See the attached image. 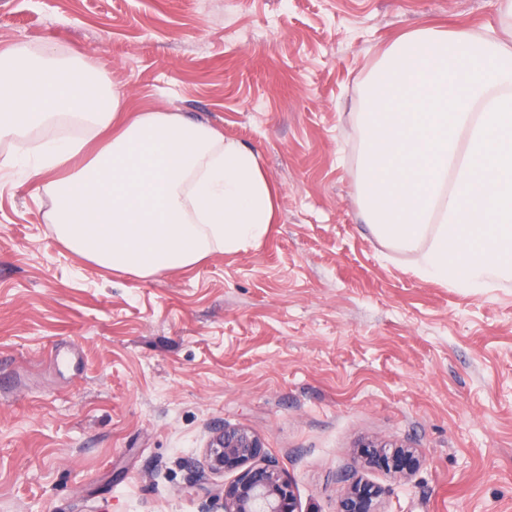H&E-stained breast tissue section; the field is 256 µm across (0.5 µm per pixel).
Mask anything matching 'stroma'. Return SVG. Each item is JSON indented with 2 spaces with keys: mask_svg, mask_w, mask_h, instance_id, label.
<instances>
[{
  "mask_svg": "<svg viewBox=\"0 0 512 512\" xmlns=\"http://www.w3.org/2000/svg\"><path fill=\"white\" fill-rule=\"evenodd\" d=\"M500 0H0L17 45L101 65L130 112L252 147L266 238L184 271L115 275L52 232L46 182L0 170V512H224L216 429L258 435L298 512H336L360 444L386 512H512V285L421 280L356 200L350 114L398 34L478 29ZM362 448H373L375 458L380 464L389 468V472L400 479L407 478V473L400 471L399 459L403 455L412 454L415 456L417 452L415 448H409L407 445L390 440H371L361 445Z\"/></svg>",
  "mask_w": 512,
  "mask_h": 512,
  "instance_id": "stroma-1",
  "label": "stroma"
}]
</instances>
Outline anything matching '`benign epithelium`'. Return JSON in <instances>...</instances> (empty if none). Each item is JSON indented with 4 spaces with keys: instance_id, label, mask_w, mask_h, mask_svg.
I'll return each instance as SVG.
<instances>
[{
    "instance_id": "7a95c632",
    "label": "benign epithelium",
    "mask_w": 512,
    "mask_h": 512,
    "mask_svg": "<svg viewBox=\"0 0 512 512\" xmlns=\"http://www.w3.org/2000/svg\"><path fill=\"white\" fill-rule=\"evenodd\" d=\"M374 450L380 464L395 477L407 478L400 471L399 459L416 449L390 440L362 444ZM206 467L213 475L234 473L221 494L224 512H298L292 486L276 458L263 452L260 438L245 427L226 428L216 433L204 451ZM381 491L350 474L344 480L336 512H381Z\"/></svg>"
}]
</instances>
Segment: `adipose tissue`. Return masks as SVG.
<instances>
[{"instance_id":"1","label":"adipose tissue","mask_w":512,"mask_h":512,"mask_svg":"<svg viewBox=\"0 0 512 512\" xmlns=\"http://www.w3.org/2000/svg\"><path fill=\"white\" fill-rule=\"evenodd\" d=\"M500 29L421 27L391 42L352 115L357 204L417 274L477 291L512 284V0ZM81 128L31 143L37 127ZM0 165L48 179L56 237L147 278L259 243L279 191L259 157L179 112L125 110L102 70L51 50L0 53Z\"/></svg>"}]
</instances>
